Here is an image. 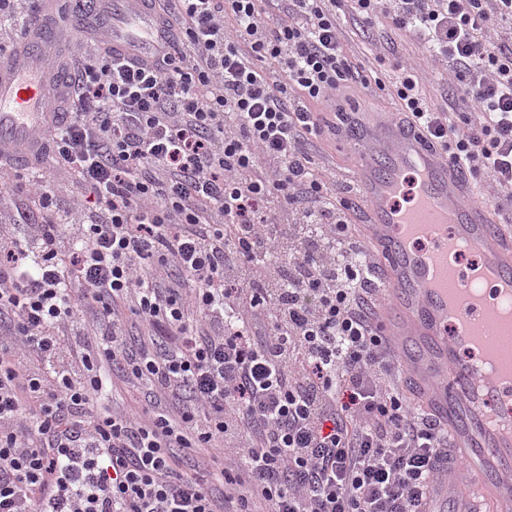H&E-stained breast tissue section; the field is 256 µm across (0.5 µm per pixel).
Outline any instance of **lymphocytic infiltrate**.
Returning <instances> with one entry per match:
<instances>
[{
  "mask_svg": "<svg viewBox=\"0 0 512 512\" xmlns=\"http://www.w3.org/2000/svg\"><path fill=\"white\" fill-rule=\"evenodd\" d=\"M154 65L78 70L59 162L0 224V512H419L447 432L399 391L354 185L322 115L391 86L466 176L512 191V0H160ZM418 36L457 85L369 82L342 23ZM465 111H458V104ZM134 404L104 401L118 384ZM6 163L7 165L5 168L9 169L11 168L12 171H17L20 174L26 173V172H39L45 176V178L49 181H51L56 186H59L62 188L63 192L60 194L58 204L60 207L64 209H69L71 206V197L68 195L69 192H66L65 189H71V182L73 180L72 175L68 172L67 169H65L62 165H59L55 163L51 155L47 156L46 160L44 161V164L36 167V168H30L27 170H20L12 168L10 165H8L7 162H2V164Z\"/></svg>",
  "mask_w": 512,
  "mask_h": 512,
  "instance_id": "obj_1",
  "label": "lymphocytic infiltrate"
}]
</instances>
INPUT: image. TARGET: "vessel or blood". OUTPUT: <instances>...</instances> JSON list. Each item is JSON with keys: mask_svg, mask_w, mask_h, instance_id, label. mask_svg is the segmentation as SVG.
<instances>
[{"mask_svg": "<svg viewBox=\"0 0 512 512\" xmlns=\"http://www.w3.org/2000/svg\"><path fill=\"white\" fill-rule=\"evenodd\" d=\"M88 12L60 18L54 0L30 29L19 56L0 62V151L35 162L45 135L64 126L67 72L49 52L55 35L96 36L113 51L149 61L163 49L159 17L141 0H89ZM351 139L361 158L360 189L368 249L388 259L382 279L384 334L424 410L448 430L460 461L440 472L429 512H512V438L492 432L495 413L512 422V380L488 382L472 367L485 326L497 316L498 288L512 283V230L495 220L480 190L447 155L395 113H364ZM462 236L473 263L449 265L448 248ZM484 271L487 297L448 320L449 273Z\"/></svg>", "mask_w": 512, "mask_h": 512, "instance_id": "obj_1", "label": "vessel or blood"}]
</instances>
